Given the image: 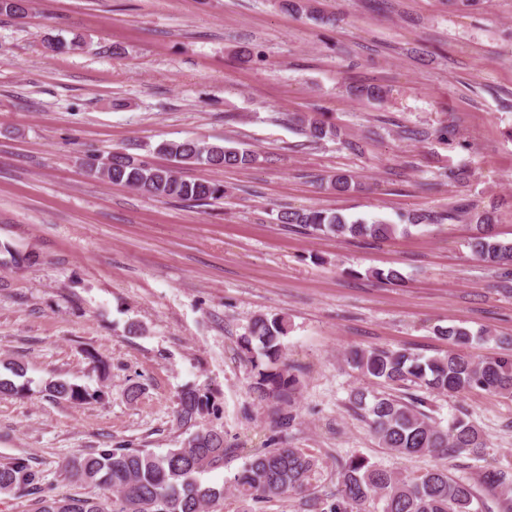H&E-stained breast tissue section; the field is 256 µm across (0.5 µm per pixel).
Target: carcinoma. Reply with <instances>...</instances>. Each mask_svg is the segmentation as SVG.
Returning a JSON list of instances; mask_svg holds the SVG:
<instances>
[{"mask_svg":"<svg viewBox=\"0 0 512 512\" xmlns=\"http://www.w3.org/2000/svg\"><path fill=\"white\" fill-rule=\"evenodd\" d=\"M29 0H0V13L24 16ZM312 142L337 135L334 125L309 114L288 118ZM160 151L181 166L198 164L222 169L246 167L256 161L247 149L185 139L169 141ZM85 166L112 184L124 185L152 197L206 205L224 198V185L206 179L186 180L172 167L154 166L136 161L122 152L112 153L108 164L95 154L84 159ZM328 187L338 193L357 188L353 176L337 173ZM474 223L469 246L472 255L499 271L502 287L512 288V241L504 242L492 231L494 216L490 210L460 208ZM277 219L310 234H334L338 237L387 239L398 231H407L430 221L425 214L407 216L408 225L400 228L383 220L367 222L347 220L321 208L282 210ZM288 335L283 317L255 318L243 348L259 350L269 368L258 373L253 389L272 398L280 407L274 414L285 422L281 406L290 405L298 380L281 367L282 338ZM437 335L466 345L470 332L459 326L440 327ZM350 363L360 374L382 386H423L426 390L455 396L481 389L512 397V351L498 357L474 359L452 350L438 358L422 360L406 351L385 348L356 350ZM44 392L54 400L83 403L94 394L68 380H48ZM352 408L362 412L381 447L399 457L429 455L437 464L422 473L405 475L382 468L362 455L345 459L337 471L336 497L327 512H366L365 505L377 503L380 512H480L476 489L467 481L449 473L448 460L468 453L482 454L486 441L478 428L463 417L454 418L446 427L435 423L425 399H409L386 392L368 394L358 389L349 398ZM211 398L197 388H186L179 395L176 422L186 437L180 447L156 454L144 448H104L66 461L64 469L75 481L92 483L103 490L100 498L78 495H46L38 499L36 512H222L226 489L202 482L201 476L224 467L229 446L222 431L204 427L200 419L211 412ZM319 467L318 458L306 448L273 447L256 450L233 477L234 495L246 508L256 512L257 505L272 499L303 493ZM40 475L24 458L0 464V493H37ZM486 488L512 496V475L490 470L482 478Z\"/></svg>","mask_w":512,"mask_h":512,"instance_id":"cac0c4a2","label":"carcinoma"}]
</instances>
